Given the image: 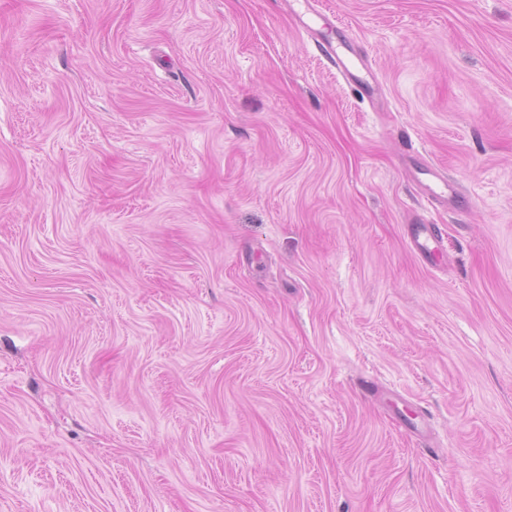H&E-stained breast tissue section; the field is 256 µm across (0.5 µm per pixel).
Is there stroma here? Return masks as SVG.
<instances>
[{"mask_svg":"<svg viewBox=\"0 0 512 512\" xmlns=\"http://www.w3.org/2000/svg\"><path fill=\"white\" fill-rule=\"evenodd\" d=\"M317 10L0 0V512H512V0ZM324 48L325 55L329 59L332 67L336 69L338 74H340L344 79L348 81H360L353 73V70L357 64L346 54L345 50L347 47L345 43L334 46L332 43L328 42ZM427 178L422 181L424 191L429 199L439 200L444 206H448V202L459 198V190L455 183L434 166H425L423 168ZM408 235L414 252L428 263L443 258L442 238L435 224H408Z\"/></svg>","mask_w":512,"mask_h":512,"instance_id":"35a3bbf8","label":"stroma"}]
</instances>
